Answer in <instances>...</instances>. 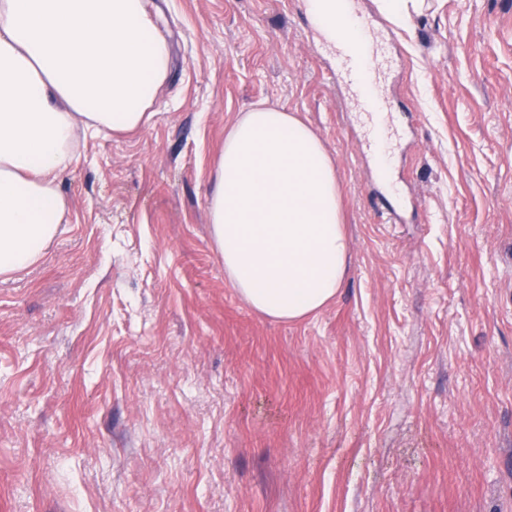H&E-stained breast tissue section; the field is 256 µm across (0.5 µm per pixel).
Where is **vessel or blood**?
Segmentation results:
<instances>
[{
    "label": "vessel or blood",
    "mask_w": 512,
    "mask_h": 512,
    "mask_svg": "<svg viewBox=\"0 0 512 512\" xmlns=\"http://www.w3.org/2000/svg\"><path fill=\"white\" fill-rule=\"evenodd\" d=\"M327 30L336 36L334 77L357 108L365 146L373 148L399 140L397 128L377 122L388 93L390 59L384 39L370 20L355 11L352 0H337Z\"/></svg>",
    "instance_id": "vessel-or-blood-1"
}]
</instances>
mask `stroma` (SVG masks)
Here are the masks:
<instances>
[{"instance_id": "35a3bbf8", "label": "stroma", "mask_w": 512, "mask_h": 512, "mask_svg": "<svg viewBox=\"0 0 512 512\" xmlns=\"http://www.w3.org/2000/svg\"><path fill=\"white\" fill-rule=\"evenodd\" d=\"M149 126L80 137L59 236L0 277V512H512V0L387 37L391 185L303 0H147ZM258 103L336 160L351 266L283 322L229 283L206 199Z\"/></svg>"}]
</instances>
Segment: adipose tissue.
I'll return each instance as SVG.
<instances>
[{
	"mask_svg": "<svg viewBox=\"0 0 512 512\" xmlns=\"http://www.w3.org/2000/svg\"><path fill=\"white\" fill-rule=\"evenodd\" d=\"M169 64L145 0H0V277L57 237L77 128L146 127ZM212 182V238L255 311L292 322L336 296L349 266L336 162L296 113L242 112Z\"/></svg>",
	"mask_w": 512,
	"mask_h": 512,
	"instance_id": "adipose-tissue-1",
	"label": "adipose tissue"
}]
</instances>
